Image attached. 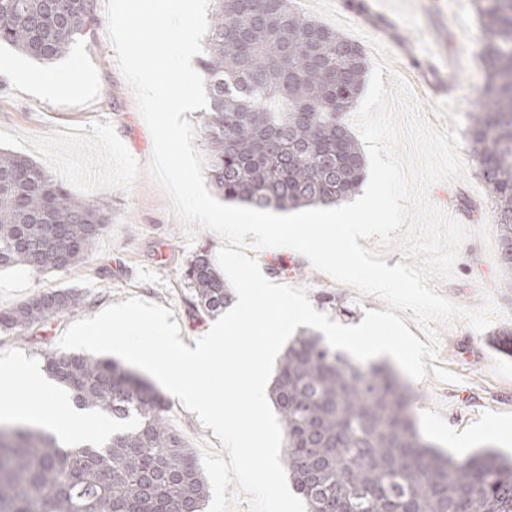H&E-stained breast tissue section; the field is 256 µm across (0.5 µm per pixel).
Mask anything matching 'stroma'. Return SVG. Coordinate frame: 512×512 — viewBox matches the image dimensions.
<instances>
[{
	"label": "stroma",
	"instance_id": "35a3bbf8",
	"mask_svg": "<svg viewBox=\"0 0 512 512\" xmlns=\"http://www.w3.org/2000/svg\"><path fill=\"white\" fill-rule=\"evenodd\" d=\"M365 2L367 9L361 12L349 0H293L301 14L361 46L370 66H382L386 88L399 82L407 85L418 102L417 116L432 129L453 125V117L434 111L435 104L447 98L454 103V116L467 118L468 101L483 80L484 68L481 26L471 0H423L418 11L395 9L384 14L375 0ZM452 56L460 66L453 94L447 97L439 90L440 71ZM48 71L59 82L58 93L50 99L40 83ZM98 121L111 123L129 153L148 163L153 138L120 71L106 26L76 36L68 54L50 65L0 45V130L35 137ZM459 157L463 176L437 182L429 191L431 200L446 211L458 210L462 196L473 204L459 217L468 235L458 249L453 276L436 280L435 286L438 294L463 307L477 306L483 294H491L502 314L481 333L460 320L442 327L436 360L427 361L422 379L408 382L410 410L422 438L452 456L463 458L485 448L511 454L512 358L499 354L486 339L512 329V289L504 286L512 272L501 264L493 207L476 173L468 140H461ZM93 196L109 205L112 222L87 263L65 271L0 268V309L58 288H73L82 296L74 312L28 336L1 330L0 363L19 358L41 365L43 353L58 350L73 322L133 296L171 309L185 341L202 336L212 324V317L189 311L182 273L196 252L218 253L222 238L203 229L194 244H187L165 191L145 174L130 187L99 189ZM257 260L268 279L307 287L310 301L323 292L340 294L342 308L329 312L338 323L356 325L365 310L387 308L380 298L335 282L298 254L264 249ZM166 405L169 424L195 454L207 448L223 453L212 429L179 399L167 397Z\"/></svg>",
	"mask_w": 512,
	"mask_h": 512
}]
</instances>
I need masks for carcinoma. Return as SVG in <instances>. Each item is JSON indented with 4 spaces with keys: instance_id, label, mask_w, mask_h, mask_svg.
<instances>
[{
    "instance_id": "1",
    "label": "carcinoma",
    "mask_w": 512,
    "mask_h": 512,
    "mask_svg": "<svg viewBox=\"0 0 512 512\" xmlns=\"http://www.w3.org/2000/svg\"><path fill=\"white\" fill-rule=\"evenodd\" d=\"M483 29L480 107L468 138L512 271V0H473ZM101 24L95 0H0V44L41 61ZM291 0H214L200 68L210 180L224 200L257 209L341 205L359 189L363 156L344 116L367 61ZM109 206L73 194L33 161L0 150V268L65 270L87 262ZM193 313L224 311L232 292L212 255L184 270ZM56 289L0 311L25 336L71 313ZM74 404L112 419L105 445L63 446L41 426L0 427V512H202L209 496L192 450L165 419L164 398L119 363L44 355ZM285 461L310 512H512V459L431 450L407 387L384 365L360 367L312 329L289 341L271 389Z\"/></svg>"
}]
</instances>
